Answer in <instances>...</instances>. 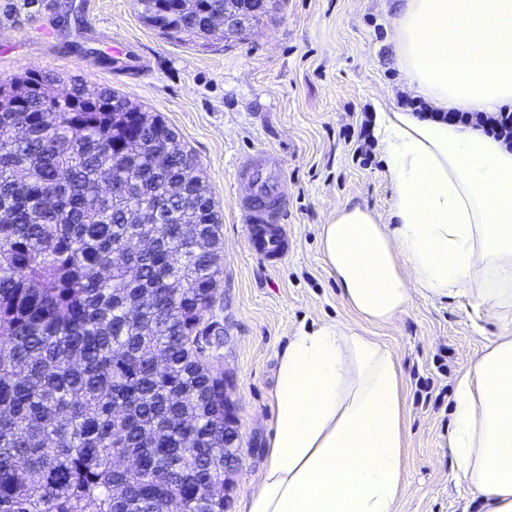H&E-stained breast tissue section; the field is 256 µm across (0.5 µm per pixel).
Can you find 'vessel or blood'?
Wrapping results in <instances>:
<instances>
[{"instance_id":"vessel-or-blood-1","label":"vessel or blood","mask_w":512,"mask_h":512,"mask_svg":"<svg viewBox=\"0 0 512 512\" xmlns=\"http://www.w3.org/2000/svg\"><path fill=\"white\" fill-rule=\"evenodd\" d=\"M236 179L247 184L246 192L236 198V214L249 227L250 250L268 261H279L287 251L282 217L288 206L281 164L268 152L249 155L239 160Z\"/></svg>"}]
</instances>
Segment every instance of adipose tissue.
Listing matches in <instances>:
<instances>
[{"label":"adipose tissue","instance_id":"obj_1","mask_svg":"<svg viewBox=\"0 0 512 512\" xmlns=\"http://www.w3.org/2000/svg\"><path fill=\"white\" fill-rule=\"evenodd\" d=\"M398 63L442 112L512 107V0H399ZM387 220L338 207L320 251L362 327L297 330L278 356L273 434L242 512H398L408 480L400 364L367 325L413 295L465 299L499 332L455 379L448 447L474 512H512V149L483 131L379 106Z\"/></svg>","mask_w":512,"mask_h":512}]
</instances>
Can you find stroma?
<instances>
[{
    "mask_svg": "<svg viewBox=\"0 0 512 512\" xmlns=\"http://www.w3.org/2000/svg\"><path fill=\"white\" fill-rule=\"evenodd\" d=\"M394 0H275L236 35L174 40L146 24L135 0H49L36 19L0 22V80L24 71L75 76L159 113L205 169L222 219L224 276L216 320L230 378L240 458L229 512L266 463L273 431L270 394L277 356L300 327L355 322L320 251V226L347 200L386 214L391 186L376 138L357 156L349 134L397 106L408 88L393 42ZM68 41L132 56L108 69L65 52ZM276 152L284 170L288 250L277 265L247 247L235 210L239 159ZM465 301L414 296L408 311L375 333L399 360L405 382L409 478L399 512H465L469 489L455 482L448 452L454 379L498 332L474 329Z\"/></svg>",
    "mask_w": 512,
    "mask_h": 512,
    "instance_id": "stroma-1",
    "label": "stroma"
}]
</instances>
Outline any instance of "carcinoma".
<instances>
[{
    "mask_svg": "<svg viewBox=\"0 0 512 512\" xmlns=\"http://www.w3.org/2000/svg\"><path fill=\"white\" fill-rule=\"evenodd\" d=\"M135 2L173 39L224 24V0ZM60 82H0V512H226L206 173L160 115Z\"/></svg>",
    "mask_w": 512,
    "mask_h": 512,
    "instance_id": "obj_1",
    "label": "carcinoma"
}]
</instances>
